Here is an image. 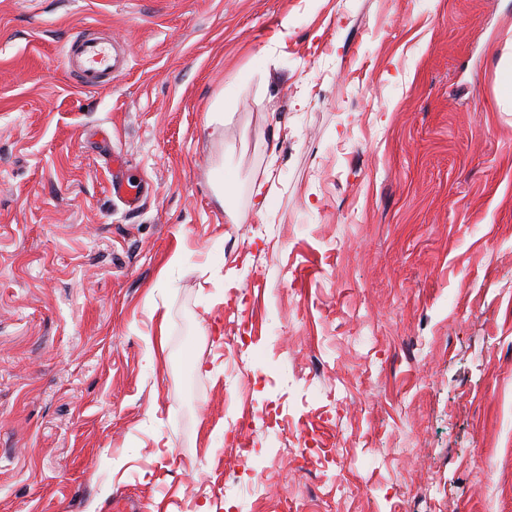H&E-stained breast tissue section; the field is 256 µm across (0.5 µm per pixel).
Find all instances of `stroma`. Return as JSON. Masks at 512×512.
<instances>
[{"mask_svg":"<svg viewBox=\"0 0 512 512\" xmlns=\"http://www.w3.org/2000/svg\"><path fill=\"white\" fill-rule=\"evenodd\" d=\"M510 56L512 0H0V512H512ZM62 62L75 84L93 89L112 81V75L125 70L129 61L117 42L79 35L63 46Z\"/></svg>","mask_w":512,"mask_h":512,"instance_id":"stroma-1","label":"stroma"}]
</instances>
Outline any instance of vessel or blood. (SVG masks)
Returning a JSON list of instances; mask_svg holds the SVG:
<instances>
[{
  "mask_svg": "<svg viewBox=\"0 0 512 512\" xmlns=\"http://www.w3.org/2000/svg\"><path fill=\"white\" fill-rule=\"evenodd\" d=\"M62 62L75 84L93 89L109 83L113 74L125 70L128 58L118 43L82 35L64 45Z\"/></svg>",
  "mask_w": 512,
  "mask_h": 512,
  "instance_id": "vessel-or-blood-1",
  "label": "vessel or blood"
}]
</instances>
